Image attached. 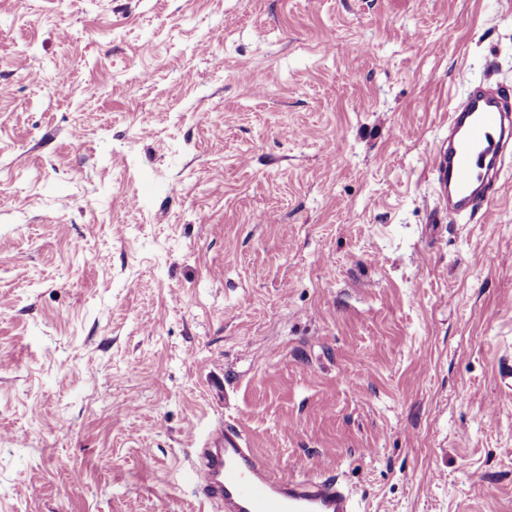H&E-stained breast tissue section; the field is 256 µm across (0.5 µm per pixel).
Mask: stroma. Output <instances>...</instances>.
Returning <instances> with one entry per match:
<instances>
[{
    "mask_svg": "<svg viewBox=\"0 0 512 512\" xmlns=\"http://www.w3.org/2000/svg\"><path fill=\"white\" fill-rule=\"evenodd\" d=\"M512 0H0V512H222L228 423L362 512H512ZM469 91L448 111V149L438 157V182L448 191V211L473 209L482 189L484 198L502 193L501 171L512 150V102L501 85L467 75Z\"/></svg>",
    "mask_w": 512,
    "mask_h": 512,
    "instance_id": "stroma-1",
    "label": "stroma"
}]
</instances>
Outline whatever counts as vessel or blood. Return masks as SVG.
I'll list each match as a JSON object with an SVG mask.
<instances>
[{
  "label": "vessel or blood",
  "instance_id": "obj_1",
  "mask_svg": "<svg viewBox=\"0 0 512 512\" xmlns=\"http://www.w3.org/2000/svg\"><path fill=\"white\" fill-rule=\"evenodd\" d=\"M468 88L448 111V147L435 164L448 209L458 214L472 210L479 192H502L501 171L512 150V96L490 79L469 81ZM189 474L199 498L224 512H358L341 480L284 477L230 425L197 450Z\"/></svg>",
  "mask_w": 512,
  "mask_h": 512
}]
</instances>
